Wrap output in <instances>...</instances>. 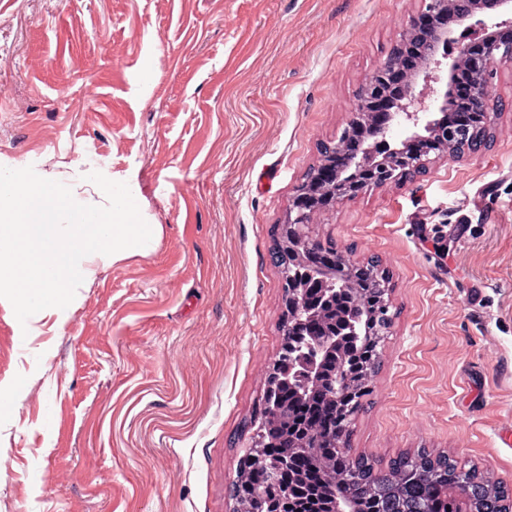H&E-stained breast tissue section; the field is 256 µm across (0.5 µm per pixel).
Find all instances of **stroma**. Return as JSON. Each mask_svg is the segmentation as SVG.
<instances>
[{
	"mask_svg": "<svg viewBox=\"0 0 512 512\" xmlns=\"http://www.w3.org/2000/svg\"><path fill=\"white\" fill-rule=\"evenodd\" d=\"M421 0H0V167L129 184L161 233L61 326L0 303V512H228L229 440L280 347L269 230ZM492 151L311 227L401 314L353 451L434 448L512 486V112Z\"/></svg>",
	"mask_w": 512,
	"mask_h": 512,
	"instance_id": "35a3bbf8",
	"label": "stroma"
}]
</instances>
